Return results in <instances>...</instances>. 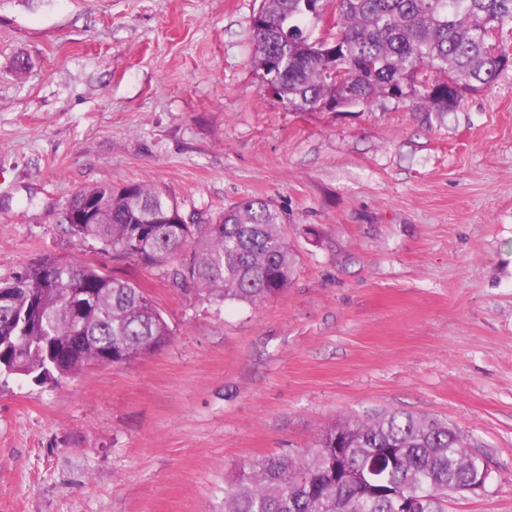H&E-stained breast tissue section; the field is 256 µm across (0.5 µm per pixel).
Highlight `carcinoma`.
<instances>
[{
  "instance_id": "carcinoma-1",
  "label": "carcinoma",
  "mask_w": 512,
  "mask_h": 512,
  "mask_svg": "<svg viewBox=\"0 0 512 512\" xmlns=\"http://www.w3.org/2000/svg\"><path fill=\"white\" fill-rule=\"evenodd\" d=\"M332 1L336 31L320 36ZM253 21L256 64L291 112L407 98L452 112L512 63V50L493 41L512 32V0H260ZM88 199L100 205L88 223L60 220L72 236L146 267L176 261L173 278L224 302L257 306L295 274L283 215L269 200L245 199L209 224H186L178 204L145 183L98 184L73 193L68 207ZM72 283L111 316L78 322ZM1 288L12 291V305L0 310V375L56 383L89 363L151 352L171 336L148 296L95 264L44 258ZM469 445L456 427L402 411L347 419L296 455L241 464L224 483V512H397V494L413 498L416 512H447L448 487L484 470Z\"/></svg>"
}]
</instances>
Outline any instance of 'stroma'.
Returning <instances> with one entry per match:
<instances>
[{
  "instance_id": "1",
  "label": "stroma",
  "mask_w": 512,
  "mask_h": 512,
  "mask_svg": "<svg viewBox=\"0 0 512 512\" xmlns=\"http://www.w3.org/2000/svg\"><path fill=\"white\" fill-rule=\"evenodd\" d=\"M259 5L0 0V281L92 262L171 328L56 384L0 377V512H223L242 462L393 410L487 460L447 512H512V68L452 112H290L253 63ZM137 182L198 224L272 200L292 282L224 303L57 220L76 191Z\"/></svg>"
}]
</instances>
